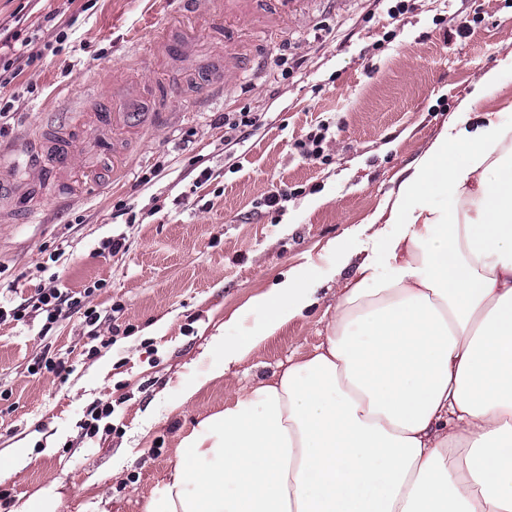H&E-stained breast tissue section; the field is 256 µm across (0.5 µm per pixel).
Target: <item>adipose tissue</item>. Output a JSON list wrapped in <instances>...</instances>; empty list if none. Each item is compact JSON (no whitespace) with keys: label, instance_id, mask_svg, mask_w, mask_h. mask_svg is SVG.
<instances>
[{"label":"adipose tissue","instance_id":"obj_1","mask_svg":"<svg viewBox=\"0 0 512 512\" xmlns=\"http://www.w3.org/2000/svg\"><path fill=\"white\" fill-rule=\"evenodd\" d=\"M474 82L462 121L402 172L381 212L382 261L339 284L310 354L236 391L182 434L144 512H512V127ZM447 195L435 209L429 189ZM388 273H381V266ZM320 287L289 269L215 335L203 383L305 318Z\"/></svg>","mask_w":512,"mask_h":512}]
</instances>
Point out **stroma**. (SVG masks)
<instances>
[{
	"label": "stroma",
	"instance_id": "1",
	"mask_svg": "<svg viewBox=\"0 0 512 512\" xmlns=\"http://www.w3.org/2000/svg\"><path fill=\"white\" fill-rule=\"evenodd\" d=\"M19 22L43 57L0 87L12 105L0 151L26 163L55 128L75 160L34 199L0 204V306L91 286L100 319L0 323V452L45 436L0 484V512L42 489L65 512H142L180 435L230 395L216 382L179 401L181 383L218 361L212 336L253 323L248 299L302 266L321 283L318 304L229 376L244 388L312 352L336 306L329 242L369 236L398 173L462 119L480 71L500 68L490 105L512 126V0H197L192 15L184 0H0V28ZM58 28L65 41L43 52ZM162 32L174 45L159 54ZM202 69L223 73V93L197 80ZM243 112L259 122L226 135L225 118ZM322 124L313 164L298 144ZM99 402L113 412L90 435Z\"/></svg>",
	"mask_w": 512,
	"mask_h": 512
}]
</instances>
